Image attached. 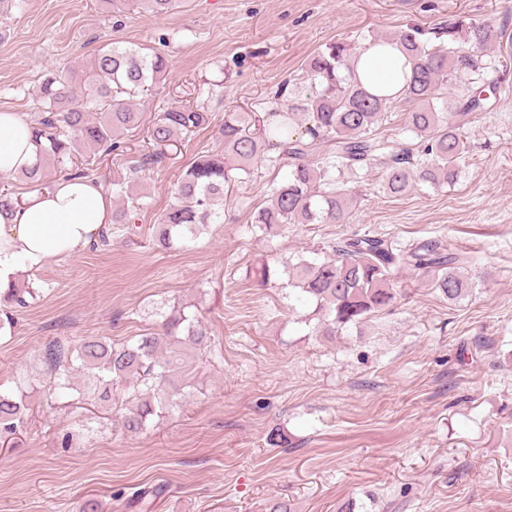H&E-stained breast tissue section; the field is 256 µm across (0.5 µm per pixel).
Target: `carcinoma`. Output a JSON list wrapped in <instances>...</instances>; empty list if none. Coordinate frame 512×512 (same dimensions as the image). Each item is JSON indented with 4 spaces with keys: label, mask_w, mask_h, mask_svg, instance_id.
<instances>
[{
    "label": "carcinoma",
    "mask_w": 512,
    "mask_h": 512,
    "mask_svg": "<svg viewBox=\"0 0 512 512\" xmlns=\"http://www.w3.org/2000/svg\"><path fill=\"white\" fill-rule=\"evenodd\" d=\"M103 2L113 7L138 6L156 15L184 4V0ZM461 31L469 48L442 42L443 35L452 41ZM423 35V29L410 26L393 36L374 38L398 43L411 61L412 73L402 95L415 103L407 120L420 137L419 158L410 149L386 153L370 135L373 126L384 121L392 98L374 95L344 75L343 71H352L361 48L333 42L305 65L306 91L291 88L287 82L281 86L280 94L293 96L287 110L271 112L262 120L254 112L224 113V151L200 156L179 177L176 203L159 224L156 243L169 249L199 226L224 223V208L218 207L224 194L246 183L255 164L265 160L284 159L288 166L285 179L272 189L267 205L254 218L267 233L283 232L290 224L347 223L352 191L346 188L345 177L360 179L362 173L379 165L384 168L383 189L390 195H402L417 182L433 187L454 184L468 153L462 126L470 115L486 109L482 88L493 94L498 85L497 80L485 78L477 89L472 76L484 75L480 52L497 42L500 33L489 24L464 28L450 23L435 32L437 44L422 39ZM166 71L164 55L116 41L99 49L81 71L47 77L39 88L43 110L28 121L37 162L20 171L22 177L37 187L47 177V159L74 156L83 148L123 155L125 133L141 122L133 99L157 84ZM450 84L462 90L455 111L446 114L437 111L434 102L447 98L445 89ZM206 120V113L190 106L167 108L155 118L150 139L165 146L176 137L196 132ZM324 143L331 144L332 152L318 159L316 150ZM272 149L278 150L277 157L265 156ZM143 170L139 164L129 169L130 178L112 183L120 199L112 209V223H135L140 203L129 195L128 183L138 180ZM319 251L326 258L287 262L284 272L299 298L314 305L305 322L317 320L313 333L323 336H336L390 306L395 299L392 282L401 269L431 278L451 303L472 288L459 271V255L437 241L397 246L382 237L353 235L330 240ZM205 336L198 317L174 306L157 332L123 343L89 338L74 352L54 342L45 347L44 359L57 379L56 388L64 387L73 370L82 372L87 383L78 402L111 399L126 409L125 429L140 433L176 404L181 395L179 378L191 370L189 350L200 349ZM25 384L20 378L15 390L0 392V439L25 424Z\"/></svg>",
    "instance_id": "cac0c4a2"
}]
</instances>
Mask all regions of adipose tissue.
Returning a JSON list of instances; mask_svg holds the SVG:
<instances>
[{
  "label": "adipose tissue",
  "mask_w": 512,
  "mask_h": 512,
  "mask_svg": "<svg viewBox=\"0 0 512 512\" xmlns=\"http://www.w3.org/2000/svg\"><path fill=\"white\" fill-rule=\"evenodd\" d=\"M406 58L399 45H378L361 52L353 76L369 92L389 95L406 79ZM36 160L25 119L0 113V173H16ZM112 222V201L101 184L87 179L58 181L30 192L9 217H0V289L21 270H37L71 257L96 241Z\"/></svg>",
  "instance_id": "1"
}]
</instances>
